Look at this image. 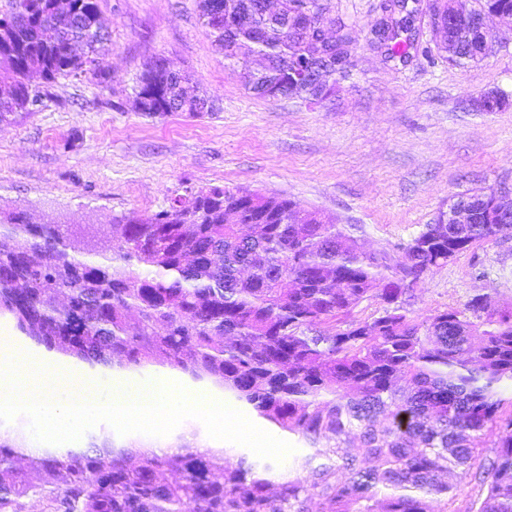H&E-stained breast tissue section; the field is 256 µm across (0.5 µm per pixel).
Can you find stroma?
Returning <instances> with one entry per match:
<instances>
[{
	"label": "stroma",
	"mask_w": 512,
	"mask_h": 512,
	"mask_svg": "<svg viewBox=\"0 0 512 512\" xmlns=\"http://www.w3.org/2000/svg\"><path fill=\"white\" fill-rule=\"evenodd\" d=\"M109 32L105 80L61 77L46 107L0 124V206L36 221L92 225L145 219L185 188L226 186L299 201L354 225L367 251L397 263L401 247L456 195L512 188V28L488 16L490 54L465 66L417 55L386 60L370 40L379 0H330L351 26L352 80L307 105L260 97L228 66L200 0H98ZM188 73L216 111L150 117L135 106L147 63ZM512 308V233L475 242L411 285L412 316L460 310L473 297Z\"/></svg>",
	"instance_id": "stroma-1"
}]
</instances>
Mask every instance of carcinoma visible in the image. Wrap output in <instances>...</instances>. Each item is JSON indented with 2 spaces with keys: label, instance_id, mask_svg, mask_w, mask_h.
Wrapping results in <instances>:
<instances>
[{
  "label": "carcinoma",
  "instance_id": "carcinoma-1",
  "mask_svg": "<svg viewBox=\"0 0 512 512\" xmlns=\"http://www.w3.org/2000/svg\"><path fill=\"white\" fill-rule=\"evenodd\" d=\"M8 0L0 11V123L43 106L29 85L89 73L102 79L98 0ZM200 0L203 24L224 60L260 97H293L300 66L326 71L327 97L351 79L353 30L324 29L325 0H223L224 23ZM442 41L451 65L485 58L475 18L512 19V0H476L448 18ZM419 6L399 0L384 33L388 58L416 46ZM186 75L150 62L136 107L148 116L214 112L186 93ZM492 91L477 109L495 112ZM471 224H427L392 266L361 249L353 226L295 200L229 187L188 188L146 220L112 225L106 244L65 224L34 223L0 209V319L30 344L91 368L143 373L168 367L206 381L258 417L301 436L312 476L271 482L233 448L159 457L108 438L64 454L30 455L25 427L0 432V512H512V407L497 386L512 382V309L477 299L463 310L407 314L403 288L479 240L512 231L496 223L494 193L482 190ZM372 297L383 312L343 329L315 330ZM351 438L364 459L347 453ZM455 476L471 486L457 504Z\"/></svg>",
  "mask_w": 512,
  "mask_h": 512
}]
</instances>
